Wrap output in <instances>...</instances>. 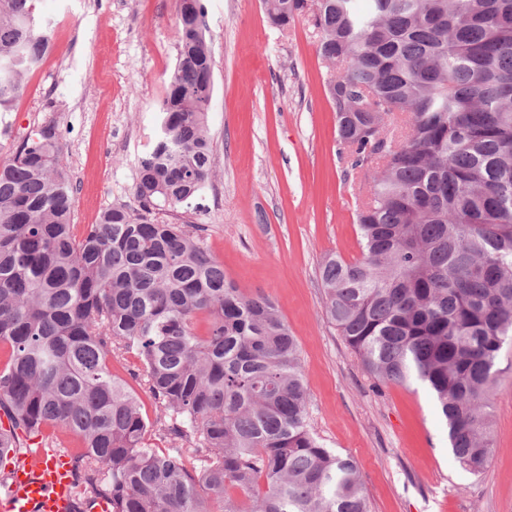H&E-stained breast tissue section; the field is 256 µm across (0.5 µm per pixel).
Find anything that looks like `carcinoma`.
I'll use <instances>...</instances> for the list:
<instances>
[{
    "mask_svg": "<svg viewBox=\"0 0 512 512\" xmlns=\"http://www.w3.org/2000/svg\"><path fill=\"white\" fill-rule=\"evenodd\" d=\"M303 17L332 73L340 149L369 173L362 258L320 265L325 308L382 383L432 391L460 467L493 452L497 362L512 340V0H262ZM202 0H179V54L134 204L72 223L47 120L0 162V412L72 445L79 502L112 512H370L356 463L320 443L298 343L167 216L213 173ZM51 50L35 0H0V112ZM136 347L170 443L152 447L112 360ZM15 454L33 451L0 433ZM265 488L259 489V481Z\"/></svg>",
    "mask_w": 512,
    "mask_h": 512,
    "instance_id": "1",
    "label": "carcinoma"
}]
</instances>
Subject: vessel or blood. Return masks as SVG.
Returning a JSON list of instances; mask_svg holds the SVG:
<instances>
[{"instance_id":"1","label":"vessel or blood","mask_w":512,"mask_h":512,"mask_svg":"<svg viewBox=\"0 0 512 512\" xmlns=\"http://www.w3.org/2000/svg\"><path fill=\"white\" fill-rule=\"evenodd\" d=\"M0 483V512H75L72 467L63 455L46 463L10 465Z\"/></svg>"}]
</instances>
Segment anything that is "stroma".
Listing matches in <instances>:
<instances>
[{
	"instance_id": "obj_1",
	"label": "stroma",
	"mask_w": 512,
	"mask_h": 512,
	"mask_svg": "<svg viewBox=\"0 0 512 512\" xmlns=\"http://www.w3.org/2000/svg\"><path fill=\"white\" fill-rule=\"evenodd\" d=\"M179 0H37L56 43L13 111L19 138L55 120L75 186L72 221L133 200L178 55ZM214 90L212 178L182 220L241 292L271 297L300 349L309 423L353 459L371 512H512V343L499 357L493 453L481 476L456 462L430 390L383 384L325 311L319 266L362 256L355 212L367 182L338 152L328 70L304 19L282 28L261 0H203Z\"/></svg>"
}]
</instances>
